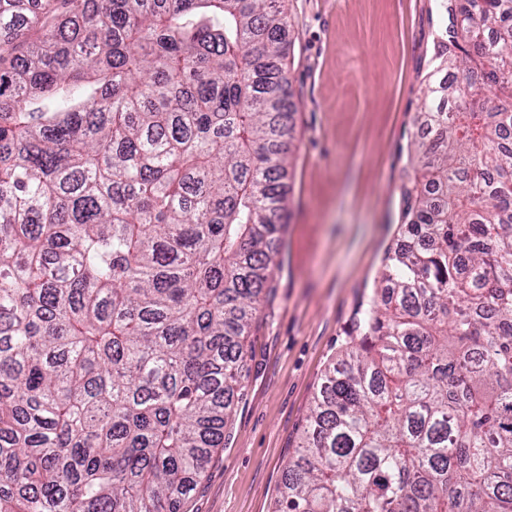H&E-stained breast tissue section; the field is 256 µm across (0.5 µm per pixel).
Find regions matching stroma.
Wrapping results in <instances>:
<instances>
[{
    "label": "stroma",
    "instance_id": "stroma-1",
    "mask_svg": "<svg viewBox=\"0 0 512 512\" xmlns=\"http://www.w3.org/2000/svg\"><path fill=\"white\" fill-rule=\"evenodd\" d=\"M295 105L274 294L246 338L224 444L180 512H273L326 369L397 240L400 185L437 35L436 0H290Z\"/></svg>",
    "mask_w": 512,
    "mask_h": 512
}]
</instances>
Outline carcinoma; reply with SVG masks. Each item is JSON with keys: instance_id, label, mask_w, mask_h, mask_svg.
Masks as SVG:
<instances>
[{"instance_id": "1", "label": "carcinoma", "mask_w": 512, "mask_h": 512, "mask_svg": "<svg viewBox=\"0 0 512 512\" xmlns=\"http://www.w3.org/2000/svg\"><path fill=\"white\" fill-rule=\"evenodd\" d=\"M286 0H0V512H178L273 293ZM449 23L277 512H512V0Z\"/></svg>"}]
</instances>
